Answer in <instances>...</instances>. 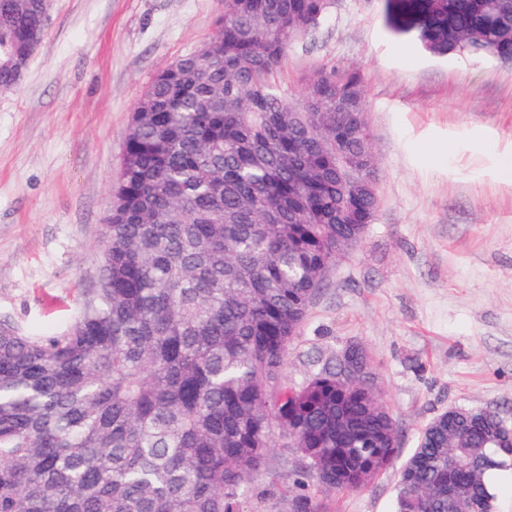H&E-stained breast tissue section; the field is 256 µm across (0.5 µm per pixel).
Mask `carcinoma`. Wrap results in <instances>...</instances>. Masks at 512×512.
I'll list each match as a JSON object with an SVG mask.
<instances>
[{"label":"carcinoma","instance_id":"cac0c4a2","mask_svg":"<svg viewBox=\"0 0 512 512\" xmlns=\"http://www.w3.org/2000/svg\"><path fill=\"white\" fill-rule=\"evenodd\" d=\"M223 3L134 106L98 287L61 335L0 321V512H244L272 494L258 479L281 438L301 461L287 512H326L309 479L358 492L397 457L381 389L348 384L340 359L284 377L326 269L381 205L359 73L315 68L297 100L279 80L334 0ZM43 9L0 0V47L41 39ZM385 20L436 57L512 62V0H385ZM496 421L424 425L397 512H450V484L497 512L512 450Z\"/></svg>","mask_w":512,"mask_h":512}]
</instances>
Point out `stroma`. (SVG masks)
<instances>
[{
    "label": "stroma",
    "mask_w": 512,
    "mask_h": 512,
    "mask_svg": "<svg viewBox=\"0 0 512 512\" xmlns=\"http://www.w3.org/2000/svg\"><path fill=\"white\" fill-rule=\"evenodd\" d=\"M222 0H50L18 86L0 92V320L60 334L102 265L101 227L133 108L157 72L216 33ZM357 70L381 206L327 273L286 375L357 346L399 429L401 456L451 407L512 423V65L439 59L385 25L383 0H335L289 46L292 97L317 66ZM297 458L270 450L245 512H285ZM397 472L327 494L336 512H395Z\"/></svg>",
    "instance_id": "35a3bbf8"
}]
</instances>
